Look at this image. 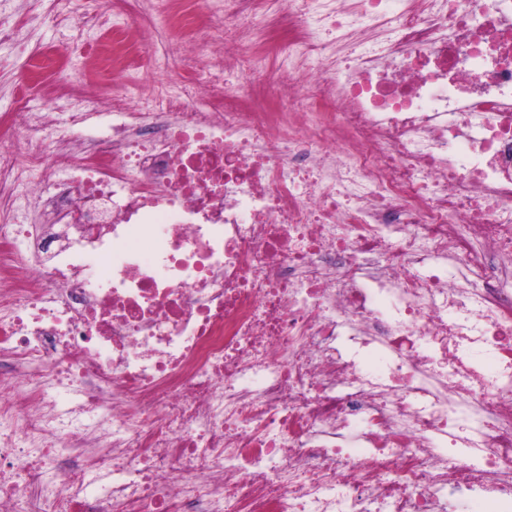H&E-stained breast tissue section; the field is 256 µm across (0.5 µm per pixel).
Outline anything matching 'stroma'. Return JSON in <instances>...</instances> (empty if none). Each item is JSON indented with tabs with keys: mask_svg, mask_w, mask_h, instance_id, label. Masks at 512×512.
Returning <instances> with one entry per match:
<instances>
[{
	"mask_svg": "<svg viewBox=\"0 0 512 512\" xmlns=\"http://www.w3.org/2000/svg\"><path fill=\"white\" fill-rule=\"evenodd\" d=\"M45 8L46 0H0V23L15 27L19 36L18 42L0 44V120L13 112L20 96L36 114L73 111L74 101L66 92L79 84L97 58V46L78 30H59ZM49 48L58 49L69 60L50 90L31 76L38 54Z\"/></svg>",
	"mask_w": 512,
	"mask_h": 512,
	"instance_id": "stroma-1",
	"label": "stroma"
}]
</instances>
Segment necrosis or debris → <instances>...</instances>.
Segmentation results:
<instances>
[{"mask_svg":"<svg viewBox=\"0 0 512 512\" xmlns=\"http://www.w3.org/2000/svg\"><path fill=\"white\" fill-rule=\"evenodd\" d=\"M51 2L181 75L0 135V512H512V0Z\"/></svg>","mask_w":512,"mask_h":512,"instance_id":"4bbe7bcc","label":"necrosis or debris"}]
</instances>
